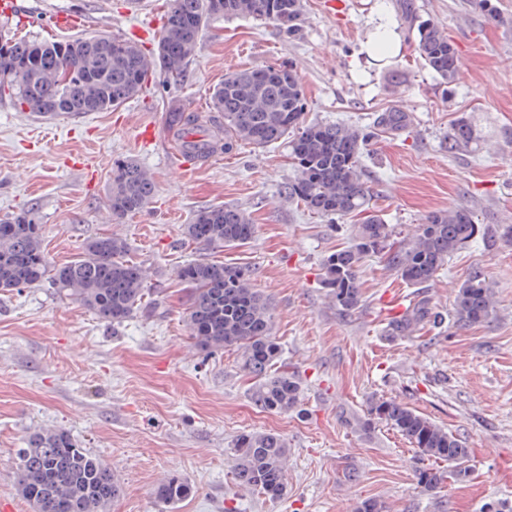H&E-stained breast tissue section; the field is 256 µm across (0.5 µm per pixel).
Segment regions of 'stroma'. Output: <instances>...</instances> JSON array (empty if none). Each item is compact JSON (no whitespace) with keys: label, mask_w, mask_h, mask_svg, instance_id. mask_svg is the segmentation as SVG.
I'll return each instance as SVG.
<instances>
[{"label":"stroma","mask_w":512,"mask_h":512,"mask_svg":"<svg viewBox=\"0 0 512 512\" xmlns=\"http://www.w3.org/2000/svg\"><path fill=\"white\" fill-rule=\"evenodd\" d=\"M159 0H18L26 23L1 18L18 37L69 39L59 12H79L83 37L148 31L153 50L164 22ZM416 0L422 18L444 28L458 73L445 89L399 28L395 54L369 52L380 22H395L393 0H302L294 33L248 17L211 18L184 72H155L138 97L107 112L49 119L0 100V219L31 214L48 259L62 264L102 234L128 242L149 272L153 311L117 327L100 322L51 285L0 290V506L31 512L17 492V452L26 437L66 429L109 465L120 485L111 512H167L154 495L178 473L193 486L176 512H353L365 498L389 512H497L512 506V0ZM286 67L300 77L306 121L366 126L377 110L408 112L402 135L373 134L362 164L371 202L388 224L411 232L431 212L464 206L492 235L457 251L426 290L450 311L472 267L483 266L496 316L467 330L424 329L387 336L392 310L416 291L380 259L360 269L361 308L342 316L321 284L322 262L345 246L351 221L330 223L288 202L293 170L284 145L244 144L180 176L163 140L178 103L209 127L210 93L225 74ZM480 142L448 154L443 141L460 115ZM155 125V143L139 141ZM138 161L153 177L154 199L113 222L106 195L114 161ZM214 206L246 212L251 242L221 253L248 267L270 301L283 362L303 385L301 414L261 411L252 381L232 351L205 355L190 338L186 286L177 266L198 258L182 227ZM393 397L451 431L472 451L471 474L433 494L418 486L412 445L394 430L358 426L375 397ZM275 432L289 448L287 492L272 501L239 487L232 443L244 432Z\"/></svg>","instance_id":"1"}]
</instances>
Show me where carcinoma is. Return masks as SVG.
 Wrapping results in <instances>:
<instances>
[{"mask_svg":"<svg viewBox=\"0 0 512 512\" xmlns=\"http://www.w3.org/2000/svg\"><path fill=\"white\" fill-rule=\"evenodd\" d=\"M393 6L398 22L415 33L425 66L443 83L452 84L456 50L448 33L434 21L422 19L415 0H394ZM301 12V0H167L162 30L149 53L131 39L114 35L45 41L0 33V97L37 115L106 112L138 95L156 70L180 75L212 17H252L291 34L298 28ZM210 105L216 112L212 122L224 121V138H216L209 148L228 153L240 142L266 147L285 141L295 171L284 187L288 201L331 220L363 216L354 225L351 243L322 263V285L343 316L362 305L359 270L365 258L381 259L405 283L424 289L451 255L477 235H487L471 210L456 206L432 213L412 233L397 238L394 225L369 213L362 165L368 134L352 126L306 122L301 80L289 68L264 66L228 74L214 87ZM168 118L178 129L198 126V115L177 104L169 107ZM410 126V115L396 107L372 114V128L391 136ZM478 138L475 124L462 115L453 123L445 148L451 154ZM154 195V180L141 165L131 160L113 163L107 187L113 220L140 211ZM254 233L255 225L245 212L224 206L199 211L183 227L187 244L213 255L247 245ZM129 252L126 241L102 235L88 240L75 259L55 265L44 253L40 225L25 213L6 217L0 220V290L47 282L105 324L119 326L149 305L145 271ZM175 277L191 290L186 322L195 344L210 352L226 348L238 352L243 371L254 379L255 406L284 415L301 412L302 382L293 373L274 369L282 347L273 336L271 305L254 288L248 272L203 256L176 267ZM495 314L493 289L483 269L476 267L457 289L450 314L419 294L403 314L388 322L386 333L412 337L447 321L463 330ZM362 425L395 430L422 459L448 464L415 470L418 485L427 492L469 475V449L462 441L401 400H371ZM233 452L239 484L270 500L285 495L288 446L279 434L242 433L234 440ZM17 491L31 512H110L120 487L112 469L67 431L44 429L32 433L20 451ZM191 492L189 481L174 474L156 488L155 497L173 508Z\"/></svg>","mask_w":512,"mask_h":512,"instance_id":"1","label":"carcinoma"}]
</instances>
